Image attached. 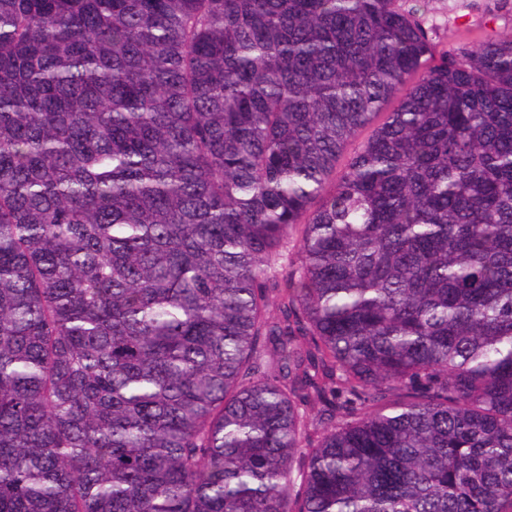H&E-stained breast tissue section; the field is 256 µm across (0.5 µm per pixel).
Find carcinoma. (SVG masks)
Returning <instances> with one entry per match:
<instances>
[{"instance_id":"1","label":"carcinoma","mask_w":512,"mask_h":512,"mask_svg":"<svg viewBox=\"0 0 512 512\" xmlns=\"http://www.w3.org/2000/svg\"><path fill=\"white\" fill-rule=\"evenodd\" d=\"M0 512H512V38L0 0Z\"/></svg>"}]
</instances>
